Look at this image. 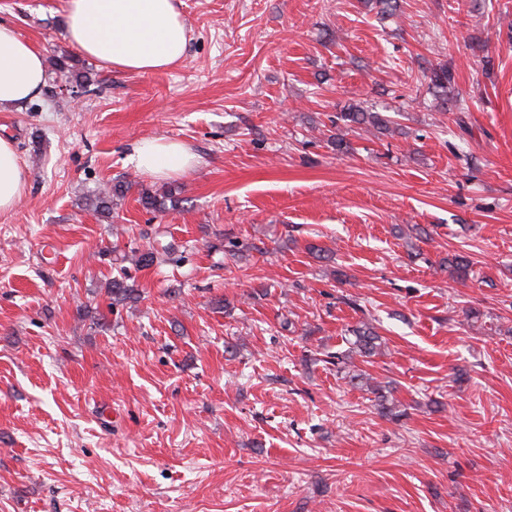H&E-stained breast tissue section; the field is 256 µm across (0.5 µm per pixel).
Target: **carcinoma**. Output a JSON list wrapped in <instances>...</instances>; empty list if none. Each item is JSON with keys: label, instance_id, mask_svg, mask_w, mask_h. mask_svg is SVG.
I'll use <instances>...</instances> for the list:
<instances>
[{"label": "carcinoma", "instance_id": "obj_1", "mask_svg": "<svg viewBox=\"0 0 512 512\" xmlns=\"http://www.w3.org/2000/svg\"><path fill=\"white\" fill-rule=\"evenodd\" d=\"M366 8L378 10V14L393 16L400 8L398 0H363ZM424 77L428 79V88L431 89L436 107L441 111H448V101H454L455 116L453 123L462 132L467 130L466 112L469 106L455 94L456 72L452 63L437 64L425 70ZM336 132L328 136V142L334 150L345 154L351 150L350 142L346 140L343 131H356L379 136H394L403 133L401 125L390 115L378 111L368 110L359 104H350L342 111L336 113V120L332 121ZM127 184L118 181L95 192V210L100 214H111L113 200L123 196ZM174 201L172 194L146 195L141 198L144 208L152 211L166 209V201ZM174 247L167 245L161 250L149 249L138 251L132 255L131 261L141 267L151 266L166 261ZM449 271L453 277L463 282L468 278L471 263L467 256L457 254L449 262ZM106 294L110 300L124 302L135 298L137 289L127 282V278L119 276L108 283ZM348 349L336 354V364L340 365L345 373L348 383L354 387L368 391L375 395L376 406L384 417L396 418L402 416L399 401L394 397V388L390 384H381L375 381L366 371L358 368L355 359L363 358L368 363L385 346V340L376 327L367 320H361L348 329Z\"/></svg>", "mask_w": 512, "mask_h": 512}]
</instances>
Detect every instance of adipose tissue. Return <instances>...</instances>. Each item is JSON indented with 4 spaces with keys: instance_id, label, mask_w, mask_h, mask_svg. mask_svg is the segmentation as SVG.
I'll list each match as a JSON object with an SVG mask.
<instances>
[{
    "instance_id": "ef3b65f1",
    "label": "adipose tissue",
    "mask_w": 512,
    "mask_h": 512,
    "mask_svg": "<svg viewBox=\"0 0 512 512\" xmlns=\"http://www.w3.org/2000/svg\"><path fill=\"white\" fill-rule=\"evenodd\" d=\"M179 0H67L66 39L81 54L131 73L157 72L181 61L188 37ZM47 80L43 54L0 20V105L38 97ZM137 169L157 180L182 175L197 163L179 141L147 139L134 156ZM29 180L14 143L0 138V214L14 210Z\"/></svg>"
}]
</instances>
